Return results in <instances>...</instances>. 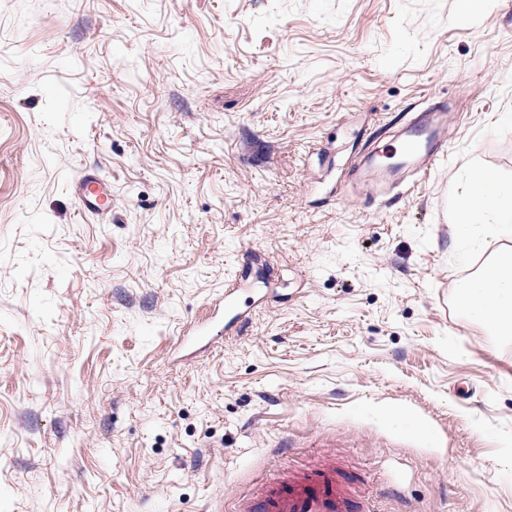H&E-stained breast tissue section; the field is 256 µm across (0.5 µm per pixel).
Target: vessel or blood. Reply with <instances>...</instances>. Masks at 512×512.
Wrapping results in <instances>:
<instances>
[{"instance_id": "vessel-or-blood-1", "label": "vessel or blood", "mask_w": 512, "mask_h": 512, "mask_svg": "<svg viewBox=\"0 0 512 512\" xmlns=\"http://www.w3.org/2000/svg\"><path fill=\"white\" fill-rule=\"evenodd\" d=\"M445 115L423 113L419 120L400 130L385 160L367 159L376 179L370 194L404 181L407 176L424 179L448 152L442 135ZM81 209L102 221L112 216V194L97 174H81L74 182ZM236 512H364L343 483L335 464L293 473L266 487L260 500L240 501Z\"/></svg>"}]
</instances>
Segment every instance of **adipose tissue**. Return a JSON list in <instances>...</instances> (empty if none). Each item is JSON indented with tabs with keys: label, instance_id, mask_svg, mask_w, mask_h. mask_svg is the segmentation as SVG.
Masks as SVG:
<instances>
[{
	"label": "adipose tissue",
	"instance_id": "obj_1",
	"mask_svg": "<svg viewBox=\"0 0 512 512\" xmlns=\"http://www.w3.org/2000/svg\"><path fill=\"white\" fill-rule=\"evenodd\" d=\"M481 212L491 213L500 231L512 230V189L499 185L488 171L475 174L469 195L458 207L457 221L472 225L474 215ZM456 300L468 321L511 337L512 254L489 259L477 275L461 280Z\"/></svg>",
	"mask_w": 512,
	"mask_h": 512
}]
</instances>
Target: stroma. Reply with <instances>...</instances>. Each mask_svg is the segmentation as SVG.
<instances>
[{
	"label": "stroma",
	"instance_id": "1",
	"mask_svg": "<svg viewBox=\"0 0 512 512\" xmlns=\"http://www.w3.org/2000/svg\"><path fill=\"white\" fill-rule=\"evenodd\" d=\"M448 154L348 185L416 113ZM512 0H0V512H233L335 463L377 512H512ZM85 171L112 221L80 210ZM249 320L220 324L230 279ZM489 212L494 216L496 227L503 232L512 228V189L497 183L496 176L488 171L477 172L469 195L459 205L457 223L474 224V215ZM456 300L467 320L491 329L497 336L512 335V254L495 256L480 272L458 283Z\"/></svg>",
	"mask_w": 512,
	"mask_h": 512
}]
</instances>
